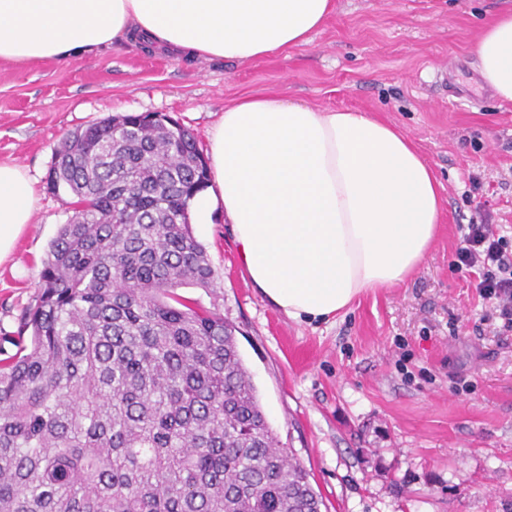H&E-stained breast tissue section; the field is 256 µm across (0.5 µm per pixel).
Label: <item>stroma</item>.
I'll return each mask as SVG.
<instances>
[{
  "label": "stroma",
  "mask_w": 512,
  "mask_h": 512,
  "mask_svg": "<svg viewBox=\"0 0 512 512\" xmlns=\"http://www.w3.org/2000/svg\"><path fill=\"white\" fill-rule=\"evenodd\" d=\"M310 43L256 62L173 57L133 43L75 60L0 61V163L34 183L32 221L0 264V347L35 302L72 195L47 176L65 135L111 115L177 119L200 151L225 108L272 94L376 114L441 184L436 239L416 274L312 323L266 303L242 272L223 209L192 231L212 289L181 296L234 326L281 445L322 512H512V332L456 265L467 224L512 236V103L481 80L474 46L512 0H335Z\"/></svg>",
  "instance_id": "obj_1"
}]
</instances>
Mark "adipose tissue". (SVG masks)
I'll return each mask as SVG.
<instances>
[{"instance_id": "ef3b65f1", "label": "adipose tissue", "mask_w": 512, "mask_h": 512, "mask_svg": "<svg viewBox=\"0 0 512 512\" xmlns=\"http://www.w3.org/2000/svg\"><path fill=\"white\" fill-rule=\"evenodd\" d=\"M333 0H0V60H70L139 42L168 55L254 61L308 44ZM485 85L512 102V11L475 46ZM209 186L249 280L295 321L326 320L403 283L436 237L440 184L414 143L373 113L275 96L240 99L209 138ZM23 169L0 163V262L30 224Z\"/></svg>"}]
</instances>
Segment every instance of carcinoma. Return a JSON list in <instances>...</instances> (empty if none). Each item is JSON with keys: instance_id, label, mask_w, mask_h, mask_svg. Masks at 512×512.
Segmentation results:
<instances>
[{"instance_id": "1", "label": "carcinoma", "mask_w": 512, "mask_h": 512, "mask_svg": "<svg viewBox=\"0 0 512 512\" xmlns=\"http://www.w3.org/2000/svg\"><path fill=\"white\" fill-rule=\"evenodd\" d=\"M150 113L65 137L50 174L75 197L35 303L0 359V512H321L220 315L189 202L193 134Z\"/></svg>"}]
</instances>
